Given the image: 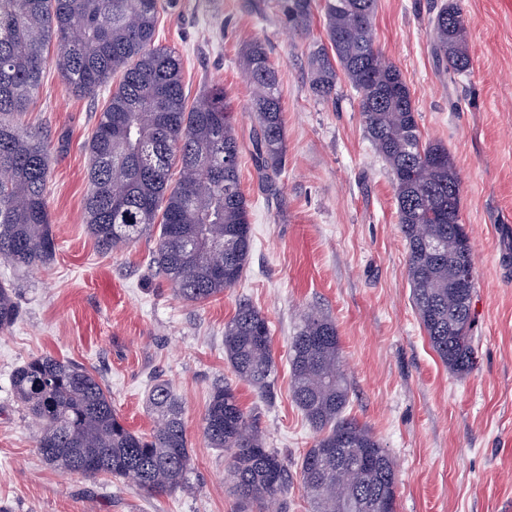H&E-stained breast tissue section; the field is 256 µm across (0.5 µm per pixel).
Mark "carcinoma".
Wrapping results in <instances>:
<instances>
[{"instance_id":"obj_1","label":"carcinoma","mask_w":512,"mask_h":512,"mask_svg":"<svg viewBox=\"0 0 512 512\" xmlns=\"http://www.w3.org/2000/svg\"><path fill=\"white\" fill-rule=\"evenodd\" d=\"M275 7L298 34L309 30L320 9L329 46L318 45L311 54L310 91L322 101L335 99L340 74L356 91L368 139L391 171L420 324L450 370L471 372L474 291L459 284L469 235L454 222L461 181L448 147L423 138L407 83L375 44L376 0H276ZM161 9V0H0L1 262L35 267L56 252L45 195L51 156L21 121L52 65L68 89L84 96L112 85L87 142L83 223L97 245L112 251L159 230L156 272L194 303L241 279L252 236L234 113L219 87L187 103L179 53L156 42ZM430 27L434 52L448 72L468 71L457 5H441ZM241 62L252 87L255 163L271 179L287 158L278 71L262 41L249 43ZM17 318L14 288L0 283V331ZM224 353L239 381L264 397L271 394L276 363L261 311L239 303L224 326ZM289 366L294 401L317 432L300 464L311 512H395L389 453L367 426L345 415L350 384L336 324L306 313L290 343ZM11 385L40 428L36 445L50 468L108 475L149 496L187 487L191 456L183 406L168 383L157 382L148 394L155 422L148 435L125 425L110 391L82 364L39 356L14 370ZM203 423L210 447L229 454L227 479L237 512L285 503L288 465L267 447L231 384L213 387Z\"/></svg>"}]
</instances>
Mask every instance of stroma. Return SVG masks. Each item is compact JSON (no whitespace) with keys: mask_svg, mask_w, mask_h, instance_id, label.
<instances>
[{"mask_svg":"<svg viewBox=\"0 0 512 512\" xmlns=\"http://www.w3.org/2000/svg\"><path fill=\"white\" fill-rule=\"evenodd\" d=\"M171 2L158 39L180 53L188 96L220 86L235 110L248 265L235 287L194 304L151 270L154 238L102 253L83 224L85 145L110 90L79 95L47 70L25 121L52 158L46 201L57 249L23 272L0 264L19 308L0 332V512H237L226 454L209 446L202 418L213 387L235 382L224 325L243 300L270 322L278 373L272 397L243 383L236 391L288 463L285 512H310L299 467L316 432L292 399L287 360L311 309L336 324L348 414L395 463V512H512V0H455L471 56L459 75L432 51L429 18L443 0H377L376 42L408 84L424 138L447 146L462 183L478 356L462 376L431 349L415 312L392 177L364 132L354 91L338 82L328 102L309 91L322 16L302 35L288 31L275 6L254 11L255 0ZM254 39L266 42L278 70L287 136L286 165L271 185L252 159L251 88L239 66ZM45 354L92 370L139 434L154 426L146 406L153 381H169L184 407L189 491L150 497L108 476L46 467L39 430L10 382L18 366Z\"/></svg>","mask_w":512,"mask_h":512,"instance_id":"stroma-1","label":"stroma"}]
</instances>
